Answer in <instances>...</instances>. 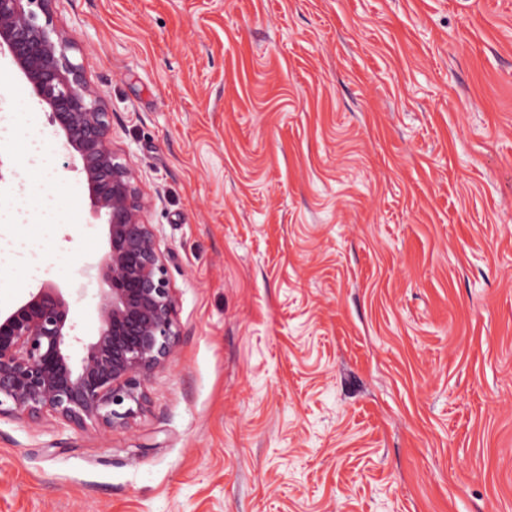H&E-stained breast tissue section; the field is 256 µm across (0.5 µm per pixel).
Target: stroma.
I'll return each instance as SVG.
<instances>
[{
    "label": "stroma",
    "mask_w": 512,
    "mask_h": 512,
    "mask_svg": "<svg viewBox=\"0 0 512 512\" xmlns=\"http://www.w3.org/2000/svg\"><path fill=\"white\" fill-rule=\"evenodd\" d=\"M176 299L122 428L0 419V512H512V0H55ZM0 213L80 363L108 251L0 54ZM40 150L28 164L19 146Z\"/></svg>",
    "instance_id": "obj_1"
}]
</instances>
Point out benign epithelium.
Segmentation results:
<instances>
[{
  "label": "benign epithelium",
  "instance_id": "7a95c632",
  "mask_svg": "<svg viewBox=\"0 0 512 512\" xmlns=\"http://www.w3.org/2000/svg\"><path fill=\"white\" fill-rule=\"evenodd\" d=\"M54 0H0V51L31 83L50 121L78 159L93 206L106 216L109 250L99 265L108 289L98 306L97 338L80 364L68 348L80 337L60 288L43 283L30 299L0 315V418L105 429L141 409V381L176 348L175 298L134 169L112 147L110 115L68 56V36L50 23Z\"/></svg>",
  "mask_w": 512,
  "mask_h": 512
}]
</instances>
